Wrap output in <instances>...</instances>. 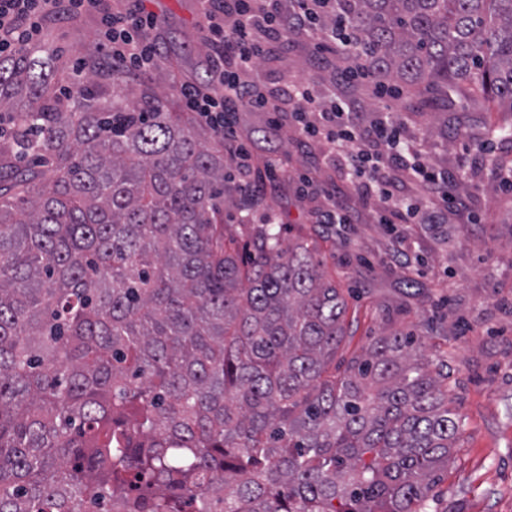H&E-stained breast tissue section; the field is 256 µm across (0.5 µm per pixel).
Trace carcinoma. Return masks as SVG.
Returning a JSON list of instances; mask_svg holds the SVG:
<instances>
[{"label": "carcinoma", "mask_w": 512, "mask_h": 512, "mask_svg": "<svg viewBox=\"0 0 512 512\" xmlns=\"http://www.w3.org/2000/svg\"><path fill=\"white\" fill-rule=\"evenodd\" d=\"M363 72L512 112V0H336ZM0 60V512H421L460 431L448 375L304 242L224 225V140L155 81Z\"/></svg>", "instance_id": "1"}]
</instances>
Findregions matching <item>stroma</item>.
Segmentation results:
<instances>
[{
  "mask_svg": "<svg viewBox=\"0 0 512 512\" xmlns=\"http://www.w3.org/2000/svg\"><path fill=\"white\" fill-rule=\"evenodd\" d=\"M145 6L157 18L149 36L160 47L166 86L205 73L208 22L198 0H145ZM99 28L98 14L62 8L45 16L43 37L71 66L99 46ZM317 41L313 33L293 37L280 57L256 61L254 76L272 92L293 80L323 92L333 68L317 58ZM350 94L365 116L383 111L407 122L438 169L466 159L460 189L476 223L401 224L389 232L377 201L325 165L322 142H305L292 113L273 119L237 112L231 141L248 149L251 176L263 182L264 203L281 222L285 242L305 238L327 258L352 323L337 363L388 328L419 336L425 359L447 365L462 431L427 512H512V191L500 185L512 166V140H484L489 125H511L512 112L495 111L477 93L428 98L401 87L381 98L368 78L353 81ZM307 176L335 187L353 223L332 233L320 225L324 199L304 184ZM409 279L416 287L406 288Z\"/></svg>",
  "mask_w": 512,
  "mask_h": 512,
  "instance_id": "obj_1",
  "label": "stroma"
}]
</instances>
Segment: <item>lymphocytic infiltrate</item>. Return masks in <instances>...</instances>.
Listing matches in <instances>:
<instances>
[{
	"label": "lymphocytic infiltrate",
	"instance_id": "obj_1",
	"mask_svg": "<svg viewBox=\"0 0 512 512\" xmlns=\"http://www.w3.org/2000/svg\"><path fill=\"white\" fill-rule=\"evenodd\" d=\"M296 2L295 9L285 12L281 0H199L210 20L205 40L213 54L212 83L182 87L187 110L218 133L224 130L225 113L238 106L296 113L304 133L323 140L335 154L339 171L357 175L354 189L381 203L385 223L444 224L462 212L464 199L448 190L454 175L435 172L414 141L405 138L396 116L366 123L350 103L317 98L306 83L290 82L271 93L252 78L256 60L276 55L292 35L312 30L315 18L333 5V0ZM55 6L56 0H0V58L34 43L42 33V18ZM101 25L110 62L119 71L156 68L157 46L146 35L156 20L143 4L123 14L103 11ZM408 176L422 184V199L405 195Z\"/></svg>",
	"mask_w": 512,
	"mask_h": 512
}]
</instances>
